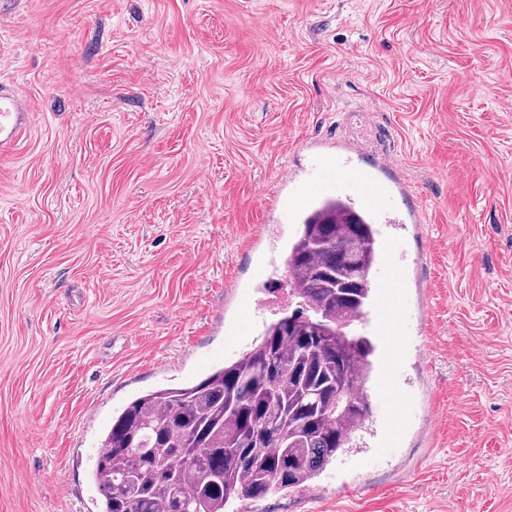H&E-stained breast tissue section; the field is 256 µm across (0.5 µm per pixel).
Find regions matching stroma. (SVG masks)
<instances>
[{"label": "stroma", "instance_id": "35a3bbf8", "mask_svg": "<svg viewBox=\"0 0 512 512\" xmlns=\"http://www.w3.org/2000/svg\"><path fill=\"white\" fill-rule=\"evenodd\" d=\"M0 82L34 114L0 156V512H97L113 413L250 346L227 294L305 142L390 153L426 214L388 228L405 322L359 328L407 423L383 446L369 392L360 448L242 512H512V0H0Z\"/></svg>", "mask_w": 512, "mask_h": 512}]
</instances>
